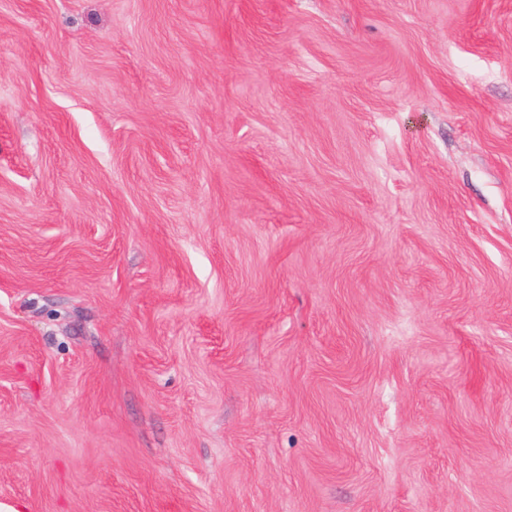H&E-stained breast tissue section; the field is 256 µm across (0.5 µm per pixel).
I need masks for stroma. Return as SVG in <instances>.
<instances>
[{
    "mask_svg": "<svg viewBox=\"0 0 512 512\" xmlns=\"http://www.w3.org/2000/svg\"><path fill=\"white\" fill-rule=\"evenodd\" d=\"M512 512V0H0V503Z\"/></svg>",
    "mask_w": 512,
    "mask_h": 512,
    "instance_id": "1",
    "label": "stroma"
}]
</instances>
